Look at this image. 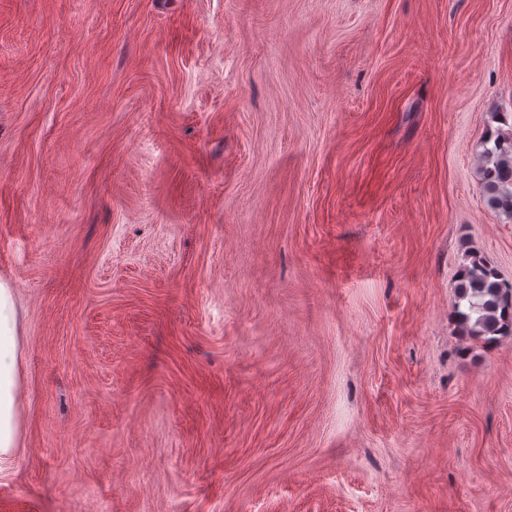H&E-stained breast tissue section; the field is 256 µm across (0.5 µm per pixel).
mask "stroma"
<instances>
[{"label":"stroma","mask_w":512,"mask_h":512,"mask_svg":"<svg viewBox=\"0 0 512 512\" xmlns=\"http://www.w3.org/2000/svg\"><path fill=\"white\" fill-rule=\"evenodd\" d=\"M506 122L512 0H0V512H512ZM480 176L487 204L512 219V128L485 139ZM454 319L462 334L486 345L512 334V285L475 252L459 275ZM18 356L13 290L0 281V457L18 448Z\"/></svg>","instance_id":"1"}]
</instances>
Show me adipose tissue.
I'll list each match as a JSON object with an SVG mask.
<instances>
[{
	"instance_id": "obj_1",
	"label": "adipose tissue",
	"mask_w": 512,
	"mask_h": 512,
	"mask_svg": "<svg viewBox=\"0 0 512 512\" xmlns=\"http://www.w3.org/2000/svg\"><path fill=\"white\" fill-rule=\"evenodd\" d=\"M18 356L13 290L0 281V457L12 455L18 447Z\"/></svg>"
}]
</instances>
